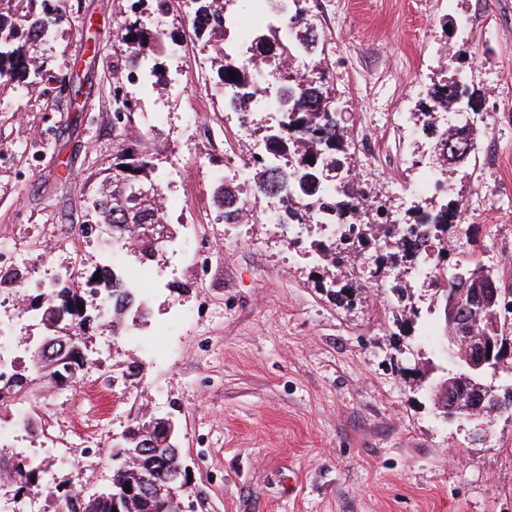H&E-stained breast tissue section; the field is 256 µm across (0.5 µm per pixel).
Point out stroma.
Instances as JSON below:
<instances>
[{
	"instance_id": "35a3bbf8",
	"label": "stroma",
	"mask_w": 512,
	"mask_h": 512,
	"mask_svg": "<svg viewBox=\"0 0 512 512\" xmlns=\"http://www.w3.org/2000/svg\"><path fill=\"white\" fill-rule=\"evenodd\" d=\"M133 0H67V21L41 48L32 91L0 99V251L26 241L0 287L44 289L55 273L88 277L106 258L109 225L88 229V202L119 146L148 134L166 175L173 232L140 293L147 321L120 338L91 327L83 352L99 392L48 387V414L77 433L90 480L53 466L63 496L46 512H76L67 491L109 487L108 452L137 416L172 419L190 473L191 512H512V415L445 419L430 385L447 366L443 312L415 272L419 311L399 324L384 284L348 305L320 285L314 233L293 225L225 223L214 201L230 156L251 139L225 110L217 68L183 0L163 20L179 44L160 57L174 92L131 82L124 121L113 87L130 63L116 32ZM349 127L378 141L350 147L357 178L392 195L389 218L408 224L401 199L436 166L418 136L429 86L465 71L474 92L475 158L445 173L448 196L480 252L512 288V0H301ZM482 206H474L476 193ZM159 334L158 350L140 337Z\"/></svg>"
}]
</instances>
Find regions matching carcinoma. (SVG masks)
<instances>
[{
	"label": "carcinoma",
	"mask_w": 512,
	"mask_h": 512,
	"mask_svg": "<svg viewBox=\"0 0 512 512\" xmlns=\"http://www.w3.org/2000/svg\"><path fill=\"white\" fill-rule=\"evenodd\" d=\"M235 0H195L193 24L197 35L208 36L219 67L217 75L224 90L231 93L236 110L246 112L256 108H268L274 103V95L280 88L293 87L294 96L288 101V110L279 113L277 128L270 133L268 158L255 169L248 197L255 200L261 196L284 195L290 208L288 218L295 219L315 211L333 213L337 202L348 211L357 213V207L346 202L354 196L353 181H334L336 165L346 159L348 141L345 127V113L336 111V97L333 89L326 86L323 72L313 70L301 82L293 81L294 70L285 64L296 53L313 49L315 35L309 30L304 11L300 8L279 18L264 30L252 33L251 42L256 49L266 53L264 68L259 64L250 65L242 54L226 49L228 31L226 28L227 5ZM65 13L64 0H0V98L10 96L20 89L36 86L43 74V61L31 53V49L52 40L54 29ZM122 40L131 45V62H146L149 65V84L152 88L161 86L163 75L158 71L155 59L158 48L165 41L173 40L172 35L158 23L144 21L138 17L133 21L123 20L120 25ZM238 73L229 77V71ZM474 93L469 91L465 77L457 73L442 82L434 83L428 89V106L419 113L418 122L430 125L435 112H445L448 106L461 99L470 102ZM478 151V141L472 131L459 136L449 135L441 141V150L446 160L456 166L464 163L463 150ZM163 173L154 162L153 153L144 142L136 147L124 146L113 159L112 172L106 176L102 188L89 202L92 218L100 224L112 225V248H131L140 259L153 260L159 253L156 240L144 232L145 224H161ZM149 193L137 196L140 189ZM411 210L415 223L434 224L437 237L451 234L455 224L461 223L462 201L452 200L439 207L428 199L414 201ZM395 225L387 222L359 224L349 228L348 235H357V241L367 246L387 238ZM429 240H394L398 253L412 258L418 248ZM317 252L329 257L331 287L343 269L347 268L350 256L345 250L336 248V243L320 241L314 244ZM429 264L428 286L433 295L444 300L453 296L456 283L442 279L436 271L443 268V250H437ZM467 278V288L477 291L483 288L499 290L501 302L512 306V288L502 287L501 276L496 269L485 266L476 249L456 260ZM100 279L88 277L84 287L98 296L100 303L112 308V334L116 335L122 326L136 325L145 315V308L138 300L139 287L126 280L114 266L112 259L97 268ZM365 288L361 282H347L336 291V299L349 303ZM82 289L69 277L59 273L52 288L38 295L34 310L42 320L58 321L66 326L81 327L88 320L84 310ZM471 318L470 327L481 331L492 314L478 306L467 310ZM82 337L77 335L66 353H52L45 361L31 360L30 374L12 376L0 385V409L13 403L17 395L29 392L30 385L41 375L59 374L64 382H71L83 366L81 353ZM151 434L155 445L140 447L141 436ZM112 485L110 488L89 496L80 504L81 512H127L132 506L134 512H170L167 492L178 488L174 480L180 465V449L167 437L153 417H142L129 426L123 440L112 446ZM16 475L19 488L34 483L40 469L26 459L3 461L0 456V470ZM150 476L163 493L157 494L143 488V476Z\"/></svg>",
	"instance_id": "obj_1"
}]
</instances>
